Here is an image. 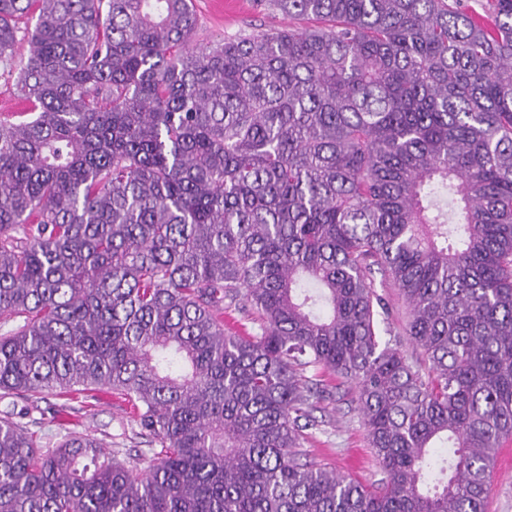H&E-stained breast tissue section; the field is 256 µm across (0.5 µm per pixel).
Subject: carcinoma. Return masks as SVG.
<instances>
[{
    "instance_id": "1",
    "label": "carcinoma",
    "mask_w": 512,
    "mask_h": 512,
    "mask_svg": "<svg viewBox=\"0 0 512 512\" xmlns=\"http://www.w3.org/2000/svg\"><path fill=\"white\" fill-rule=\"evenodd\" d=\"M0 0V398L109 391L160 447L0 417V512H485L512 437V0ZM24 17L34 27L19 26ZM381 288L422 357L385 340ZM233 308L259 334L224 328ZM352 388L384 477L301 461ZM193 5L198 18L195 35L198 43H217L224 38L257 30L278 31L288 29V26H303L281 12L265 9L259 0H193ZM4 69L2 65H0V117L9 118L13 121H18L20 118L18 114H14L15 112H22L24 105L20 106V100L15 97L16 91L15 87L12 85V82L8 84L5 80L3 74Z\"/></svg>"
}]
</instances>
